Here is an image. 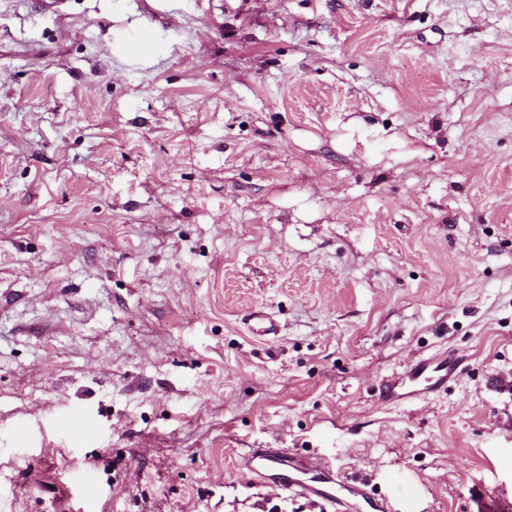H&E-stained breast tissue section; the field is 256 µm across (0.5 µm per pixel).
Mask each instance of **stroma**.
I'll return each instance as SVG.
<instances>
[{"instance_id":"stroma-1","label":"stroma","mask_w":512,"mask_h":512,"mask_svg":"<svg viewBox=\"0 0 512 512\" xmlns=\"http://www.w3.org/2000/svg\"><path fill=\"white\" fill-rule=\"evenodd\" d=\"M247 448L512 512V0H0V512H319ZM460 359L451 355L419 360L381 391L384 402H413L421 393L436 392L459 375Z\"/></svg>"}]
</instances>
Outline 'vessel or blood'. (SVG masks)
<instances>
[{
	"instance_id": "obj_1",
	"label": "vessel or blood",
	"mask_w": 512,
	"mask_h": 512,
	"mask_svg": "<svg viewBox=\"0 0 512 512\" xmlns=\"http://www.w3.org/2000/svg\"><path fill=\"white\" fill-rule=\"evenodd\" d=\"M461 362L454 356L417 361L387 384L381 398L386 402H412L420 394L435 392L455 379ZM238 467L252 473L258 483H275L328 512H389L386 501L376 499L366 486L341 475L331 463L301 456L283 448H248L238 457Z\"/></svg>"
}]
</instances>
